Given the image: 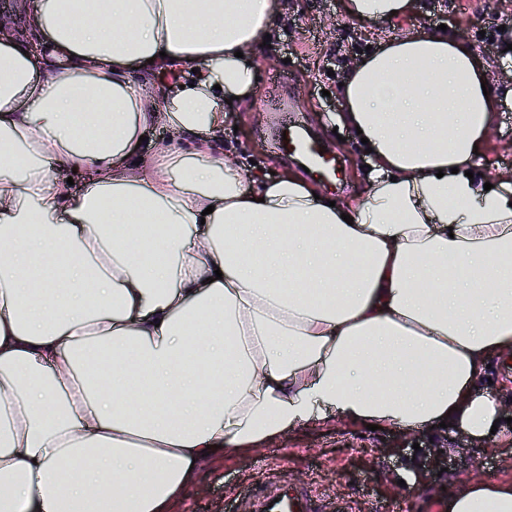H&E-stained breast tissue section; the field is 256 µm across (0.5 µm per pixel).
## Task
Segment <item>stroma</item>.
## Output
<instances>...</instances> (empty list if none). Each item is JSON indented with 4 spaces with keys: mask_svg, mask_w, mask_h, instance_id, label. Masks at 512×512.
Returning a JSON list of instances; mask_svg holds the SVG:
<instances>
[{
    "mask_svg": "<svg viewBox=\"0 0 512 512\" xmlns=\"http://www.w3.org/2000/svg\"><path fill=\"white\" fill-rule=\"evenodd\" d=\"M284 14L270 31V44L249 54L257 71L253 90L244 95L224 127V155L253 180L301 172L297 161L272 146L263 114L275 94L273 76L287 73L290 92L307 126L319 142L342 163V189L323 188L331 199L356 200L364 191L363 175L371 157L356 141L352 129L337 125L340 85L366 47L380 48L410 30L432 31L446 25L448 35L472 43L476 61L486 70L498 96L481 163L494 183L512 172V64L500 62L496 27L512 32V0H413L398 20L364 24L351 18L344 0H283ZM398 430L371 431L339 417L297 428L275 442L222 460L203 462L198 480L186 491L175 512H233L249 501L247 484L262 465L281 467L292 483L318 482L330 501L349 502L354 512L397 505L402 512H440L445 487L453 480L485 474L512 479V423L500 421L496 434L471 460L449 452L446 471L417 482L426 453L395 447ZM392 445L390 453L381 448Z\"/></svg>",
    "mask_w": 512,
    "mask_h": 512,
    "instance_id": "35a3bbf8",
    "label": "stroma"
}]
</instances>
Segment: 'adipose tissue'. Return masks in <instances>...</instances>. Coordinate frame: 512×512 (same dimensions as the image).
I'll return each mask as SVG.
<instances>
[{
  "mask_svg": "<svg viewBox=\"0 0 512 512\" xmlns=\"http://www.w3.org/2000/svg\"><path fill=\"white\" fill-rule=\"evenodd\" d=\"M411 7L346 2L367 23ZM283 9L0 15V512H173L204 458L331 416L477 441L499 419L476 384L512 353V185L485 187L494 98L474 47L412 31L351 69L337 119L372 164L331 206L222 148L256 81L240 53ZM444 512H512V480L463 481Z\"/></svg>",
  "mask_w": 512,
  "mask_h": 512,
  "instance_id": "adipose-tissue-1",
  "label": "adipose tissue"
}]
</instances>
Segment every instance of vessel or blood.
Wrapping results in <instances>:
<instances>
[{
	"mask_svg": "<svg viewBox=\"0 0 512 512\" xmlns=\"http://www.w3.org/2000/svg\"><path fill=\"white\" fill-rule=\"evenodd\" d=\"M291 109L290 101L282 98L278 100L275 111L268 114L279 132L275 140L277 150L299 159L325 183H335L338 178L335 159L321 153L319 144L308 134L301 120L280 122V114ZM252 498L254 512H350L348 504L335 507L327 503L324 492L316 484L296 486L277 473L256 484Z\"/></svg>",
	"mask_w": 512,
	"mask_h": 512,
	"instance_id": "1",
	"label": "vessel or blood"
}]
</instances>
